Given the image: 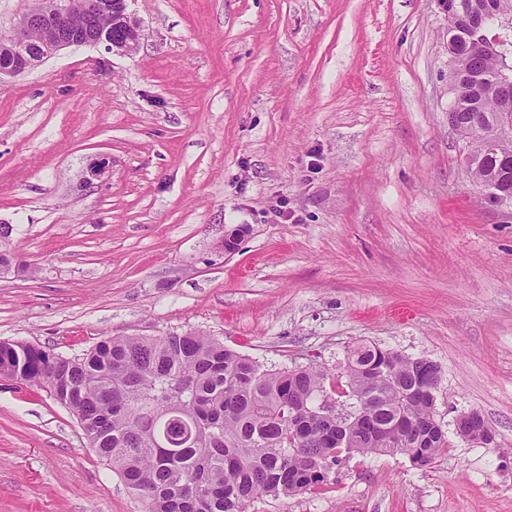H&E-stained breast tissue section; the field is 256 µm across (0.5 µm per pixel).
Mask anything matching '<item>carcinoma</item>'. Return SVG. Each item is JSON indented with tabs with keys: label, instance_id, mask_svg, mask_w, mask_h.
<instances>
[{
	"label": "carcinoma",
	"instance_id": "cac0c4a2",
	"mask_svg": "<svg viewBox=\"0 0 512 512\" xmlns=\"http://www.w3.org/2000/svg\"><path fill=\"white\" fill-rule=\"evenodd\" d=\"M448 35L464 77L448 107L452 127L469 143L488 199L512 196V164L487 151L512 103V73L503 58L465 46L462 25ZM12 232L0 225V262L17 267ZM346 361L336 375L267 369L200 332L105 338L68 363L38 345L0 342V375L53 384L145 512H246L255 499L323 484L355 454H405L424 467L448 450L430 391L437 366L365 342Z\"/></svg>",
	"mask_w": 512,
	"mask_h": 512
}]
</instances>
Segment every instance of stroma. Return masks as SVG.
<instances>
[{"label": "stroma", "instance_id": "obj_1", "mask_svg": "<svg viewBox=\"0 0 512 512\" xmlns=\"http://www.w3.org/2000/svg\"><path fill=\"white\" fill-rule=\"evenodd\" d=\"M128 10L136 52L0 78V221L28 267L0 277V341L78 357L192 331L267 368L336 373L360 342L432 361L447 452L356 455L248 512H512V209L448 122L438 0ZM471 411L493 444L457 435ZM0 512L144 504L47 389L0 377Z\"/></svg>", "mask_w": 512, "mask_h": 512}]
</instances>
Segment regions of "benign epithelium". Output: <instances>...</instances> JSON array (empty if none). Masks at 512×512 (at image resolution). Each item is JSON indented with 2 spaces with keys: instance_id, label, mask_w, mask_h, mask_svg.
<instances>
[{
  "instance_id": "1",
  "label": "benign epithelium",
  "mask_w": 512,
  "mask_h": 512,
  "mask_svg": "<svg viewBox=\"0 0 512 512\" xmlns=\"http://www.w3.org/2000/svg\"><path fill=\"white\" fill-rule=\"evenodd\" d=\"M510 14L502 2L486 4L469 20L474 29L471 40L486 53L505 54L508 26L504 20ZM23 32H34L36 37L26 41L20 37ZM141 36L140 22L128 13V0H33L13 33L0 38V54H7L0 64V76L22 74L73 45H101L108 52L130 54L138 48ZM106 169L104 158L89 164L85 184L102 179ZM471 416L469 412L458 417V434L491 444V430L486 427L479 434L474 432Z\"/></svg>"
}]
</instances>
